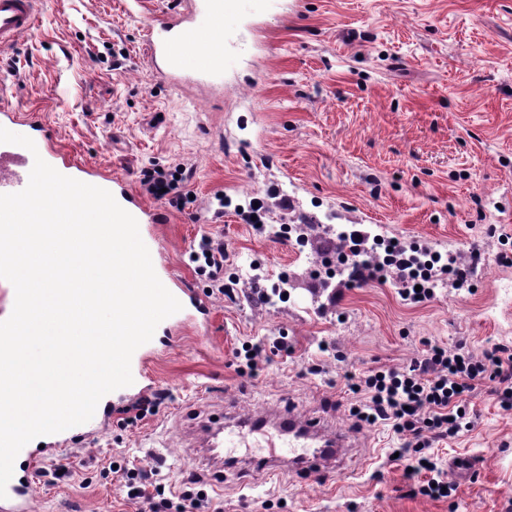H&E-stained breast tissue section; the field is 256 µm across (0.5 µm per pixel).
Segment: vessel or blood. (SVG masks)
Listing matches in <instances>:
<instances>
[{
	"label": "vessel or blood",
	"instance_id": "1",
	"mask_svg": "<svg viewBox=\"0 0 512 512\" xmlns=\"http://www.w3.org/2000/svg\"><path fill=\"white\" fill-rule=\"evenodd\" d=\"M39 0H0V51L15 44L36 21ZM277 0H169L166 11L153 17L146 30L147 57L155 72L172 86L194 81L217 86L224 83V72L234 61V50L244 37L243 18L273 10ZM0 127L31 138L36 148L28 150L16 144H0V194L22 191L28 184L35 158H42L61 174L108 190L138 224H158L159 213L148 208L119 178L95 165L77 161L59 147L45 123L35 114H24L0 105ZM181 302L179 312L164 321L167 330L194 320L202 309L200 299L186 289L175 288ZM235 431L221 435L208 432L203 445L209 456L223 460L228 448L247 445V433L272 427L278 436L295 449L286 458L270 453L263 464L270 474L289 466L307 476L327 481L340 469L342 452L348 451V438L334 429L293 414L280 415L260 411L234 420ZM33 479L13 475L0 499V512H33Z\"/></svg>",
	"mask_w": 512,
	"mask_h": 512
}]
</instances>
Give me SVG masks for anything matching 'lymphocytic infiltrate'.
Instances as JSON below:
<instances>
[{
	"label": "lymphocytic infiltrate",
	"mask_w": 512,
	"mask_h": 512,
	"mask_svg": "<svg viewBox=\"0 0 512 512\" xmlns=\"http://www.w3.org/2000/svg\"><path fill=\"white\" fill-rule=\"evenodd\" d=\"M228 256L220 239L204 238L192 253L195 271L208 279L217 292H224V264ZM391 275L404 299L415 303L433 296L430 279L453 275L454 287H463L467 271L457 262L445 261L438 252L421 258L414 247L403 242L387 244L382 263L370 266L359 263L355 276L371 273ZM492 382V392L501 404H512V349L498 346L476 357L464 345L452 348L433 345L416 358L408 370H378L359 379L356 389L363 392L364 403L358 412L360 421L374 425L392 422L399 431L414 437L432 433L445 439L457 435L467 416L465 396L484 382ZM127 496L147 503L151 512H192L198 505L190 491L180 501L166 497L165 489L150 483L148 474L127 479Z\"/></svg>",
	"instance_id": "obj_1"
}]
</instances>
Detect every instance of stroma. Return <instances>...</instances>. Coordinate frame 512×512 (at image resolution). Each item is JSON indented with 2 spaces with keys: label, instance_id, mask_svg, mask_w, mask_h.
<instances>
[{
  "label": "stroma",
  "instance_id": "obj_1",
  "mask_svg": "<svg viewBox=\"0 0 512 512\" xmlns=\"http://www.w3.org/2000/svg\"><path fill=\"white\" fill-rule=\"evenodd\" d=\"M150 19L133 0H42L31 31L0 53V103L40 114L75 159L127 179L165 218L158 261L209 306L159 334L147 364L155 414L129 422L133 396L114 394L102 428L40 449L34 512H141L114 464L153 471L166 494H202L197 512H512V409L486 386L467 398L470 427L430 446L455 487L445 498L412 493V436L353 414L364 371L408 368L434 344L463 341L478 356L512 347V0H280L249 19L220 93L153 72ZM175 167L186 174L180 209L142 185ZM271 186L294 204L279 220L319 224L323 242L358 224L479 257V278L419 304L389 278L325 285L309 270L312 248L235 213ZM222 197L232 201L222 221H199ZM214 235L230 264L287 275V300L260 305L247 283L231 299L213 293L190 254ZM248 341L265 360L243 376L235 353ZM235 409L317 417L354 447L328 484L291 469L202 467L198 425ZM395 448L404 457L392 459Z\"/></svg>",
  "mask_w": 512,
  "mask_h": 512
}]
</instances>
